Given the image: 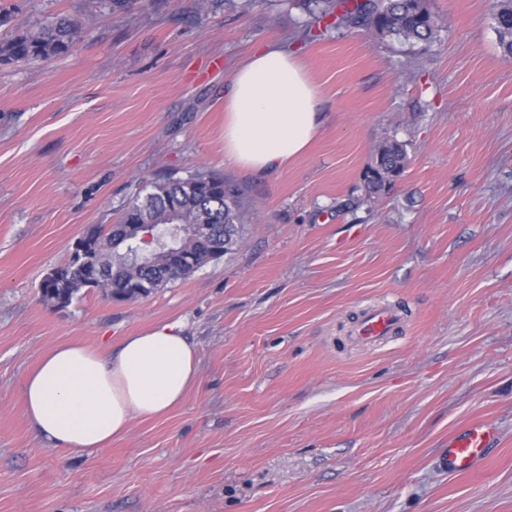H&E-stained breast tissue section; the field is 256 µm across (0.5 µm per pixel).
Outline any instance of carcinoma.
Returning a JSON list of instances; mask_svg holds the SVG:
<instances>
[{
    "label": "carcinoma",
    "instance_id": "cac0c4a2",
    "mask_svg": "<svg viewBox=\"0 0 512 512\" xmlns=\"http://www.w3.org/2000/svg\"><path fill=\"white\" fill-rule=\"evenodd\" d=\"M311 20L306 30L333 19L336 27L364 26L378 35L388 36L412 47L434 41L435 17L427 0H301ZM495 29L504 58L512 60V0H495ZM87 33L85 25L68 17L57 18L39 27L0 40V65L34 63L63 56ZM407 165L405 145L396 140L382 142L364 176L366 195H379L400 177ZM152 190L136 196L123 208L119 223L95 228L97 241L104 246L101 268L116 277L107 281L115 290H124V273L131 255L112 248V238L123 224H146L149 241H138L136 251L159 256L161 235L168 224H221L224 226V253L237 245L241 223V190L220 176L196 172L186 177L169 176L150 182ZM88 284L65 278H44L39 292L45 303L61 300L66 304Z\"/></svg>",
    "mask_w": 512,
    "mask_h": 512
}]
</instances>
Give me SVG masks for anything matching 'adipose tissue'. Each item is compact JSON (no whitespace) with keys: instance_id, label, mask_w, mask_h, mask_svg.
Masks as SVG:
<instances>
[{"instance_id":"obj_1","label":"adipose tissue","mask_w":512,"mask_h":512,"mask_svg":"<svg viewBox=\"0 0 512 512\" xmlns=\"http://www.w3.org/2000/svg\"><path fill=\"white\" fill-rule=\"evenodd\" d=\"M319 92L297 56L255 50L224 94V156L275 172L304 154L322 125ZM199 382L196 346L179 323L124 337L111 351L62 344L45 353L23 388L24 413L51 448L93 451L138 418L166 415Z\"/></svg>"}]
</instances>
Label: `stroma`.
I'll return each instance as SVG.
<instances>
[{
	"mask_svg": "<svg viewBox=\"0 0 512 512\" xmlns=\"http://www.w3.org/2000/svg\"><path fill=\"white\" fill-rule=\"evenodd\" d=\"M10 25L88 22L74 50L0 65V512H512V61L493 0H428L420 49L364 27L303 33L296 0H9ZM299 56L322 127L274 173L224 160V93L262 45ZM398 180L366 199L381 141ZM242 190L232 253L136 301L39 285L147 182ZM390 339H354L372 305ZM182 321L201 384L93 452L51 449L23 387L65 343L117 345ZM500 441L451 476L450 435ZM82 288L91 287L86 282L79 280L49 279L46 275L40 284L39 292H41V299L44 303L49 304L61 300L68 305ZM403 319V313L396 309L371 306L366 309L358 325L356 339L365 346L380 344L392 334Z\"/></svg>",
	"mask_w": 512,
	"mask_h": 512,
	"instance_id": "1",
	"label": "stroma"
}]
</instances>
